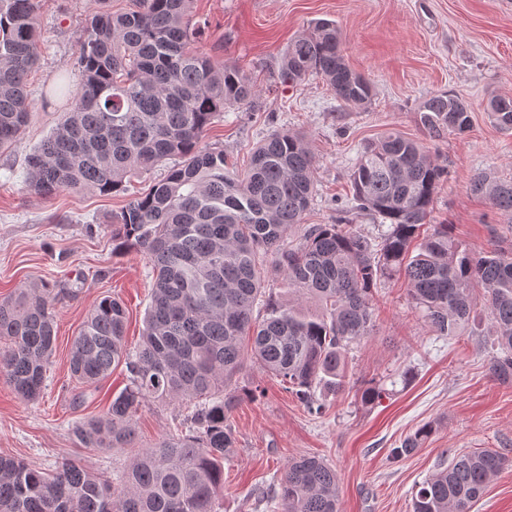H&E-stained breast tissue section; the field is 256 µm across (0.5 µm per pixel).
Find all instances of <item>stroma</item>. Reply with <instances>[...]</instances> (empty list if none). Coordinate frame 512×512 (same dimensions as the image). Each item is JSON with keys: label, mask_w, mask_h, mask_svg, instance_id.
<instances>
[{"label": "stroma", "mask_w": 512, "mask_h": 512, "mask_svg": "<svg viewBox=\"0 0 512 512\" xmlns=\"http://www.w3.org/2000/svg\"><path fill=\"white\" fill-rule=\"evenodd\" d=\"M93 0H37L38 63L32 71L30 123L0 151V299L45 280L65 291L57 303L56 349L37 401L20 400L0 376V457L55 470L70 459L117 479L137 451L185 433L193 405L153 402L135 420L134 447L101 451L76 445L75 420L103 414L128 383L125 366L88 386L69 368L74 336L106 296L127 311L126 343L136 348L151 303L153 275L140 252H116L108 226L131 196L167 172L158 166L111 195L62 191L41 197L27 187L26 160L67 112L81 82L77 43ZM201 26L194 44L219 65L242 68L256 95L226 108L201 147L223 151L245 170L270 133L301 134L314 156V196L305 224H343L380 243L387 227L355 210L350 174L365 148L397 131L428 147L448 175L427 218L447 225L463 246L512 254V216L474 193L478 175L512 180V130L490 119L495 96L512 97V0H194ZM335 22L350 68L369 79L371 101L358 107L336 97L323 78L292 84L279 77L293 37L314 20ZM462 98L472 124L462 134L432 139L418 107L432 94ZM375 327L347 353L345 388L318 390L323 414L309 413L279 378L247 362L227 383L240 400L229 421L237 442L224 460L216 512H279L277 492L288 464L302 455L324 459L339 480L340 512H412L419 483L453 454L497 450L509 460L471 512H512V379L492 371L496 338L477 299L462 336L436 335L415 311L400 274L373 290ZM373 385L381 397L365 403ZM432 433L415 452L390 455L423 425Z\"/></svg>", "instance_id": "stroma-1"}]
</instances>
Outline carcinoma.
<instances>
[{
  "instance_id": "cac0c4a2",
  "label": "carcinoma",
  "mask_w": 512,
  "mask_h": 512,
  "mask_svg": "<svg viewBox=\"0 0 512 512\" xmlns=\"http://www.w3.org/2000/svg\"><path fill=\"white\" fill-rule=\"evenodd\" d=\"M85 19L78 41L82 84L62 120L28 156V188L117 193L134 173L177 158L164 179L130 200L109 225L113 250L144 254L154 276L142 344L124 341L125 308L106 296L74 337L70 370L86 384L121 363L129 385L107 412L72 424L83 448H131L133 419L146 404L198 400L193 431L143 450L110 481L75 463L52 474L0 458V512H216L224 490V457L235 448L229 418L236 394L225 383L253 358L279 377L311 413L322 412L316 389L340 391L346 354L370 336L377 280L404 272L410 297L438 336L461 335L473 317V291H483L500 355L493 373L512 378V256L475 252L442 224L420 236L447 169L417 141L389 132L356 162L350 181L356 207L390 225L379 247L339 224H313L294 248L284 238L302 223L314 192V158L298 133L275 131L253 152L248 171L226 166L224 151L199 146L225 108L252 102L254 87L236 67L218 66L193 49L192 0H135L114 14L108 0ZM36 0H0V150L18 139L28 118V74L37 60ZM320 76L346 103L367 105L371 83L353 71L336 24L318 20L284 54L280 77ZM432 138L466 131L468 104L436 93L418 109ZM488 112L512 130V97ZM472 191L512 215V182L477 178ZM289 290L318 311L271 298L253 317L266 259ZM58 289L34 282L0 301V374L24 401L39 398L55 343ZM422 426L391 450L411 455L429 436ZM506 462L498 451L458 453L425 479L412 512H471ZM277 498L280 512H339L336 471L323 459L288 463Z\"/></svg>"
}]
</instances>
